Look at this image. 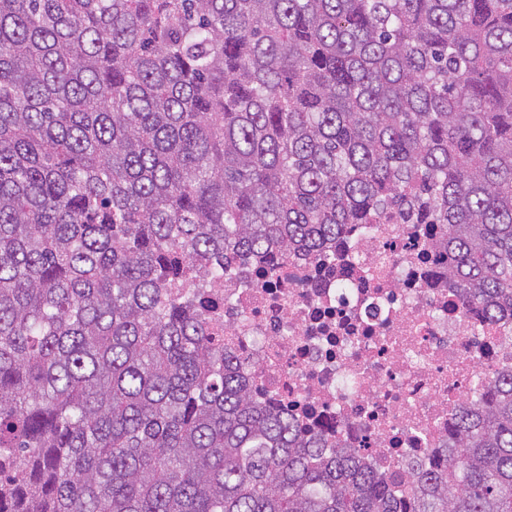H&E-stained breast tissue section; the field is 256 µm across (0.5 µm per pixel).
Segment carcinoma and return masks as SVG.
Instances as JSON below:
<instances>
[{
    "instance_id": "1",
    "label": "carcinoma",
    "mask_w": 512,
    "mask_h": 512,
    "mask_svg": "<svg viewBox=\"0 0 512 512\" xmlns=\"http://www.w3.org/2000/svg\"><path fill=\"white\" fill-rule=\"evenodd\" d=\"M393 216L512 313V0H0V512H512V374L397 496L187 288Z\"/></svg>"
}]
</instances>
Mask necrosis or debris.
<instances>
[{"instance_id": "4bbe7bcc", "label": "necrosis or debris", "mask_w": 512, "mask_h": 512, "mask_svg": "<svg viewBox=\"0 0 512 512\" xmlns=\"http://www.w3.org/2000/svg\"><path fill=\"white\" fill-rule=\"evenodd\" d=\"M203 293L256 402L402 490L447 460L474 386L512 372V318L488 321L462 296L430 224H353L330 256L274 271L258 259Z\"/></svg>"}]
</instances>
